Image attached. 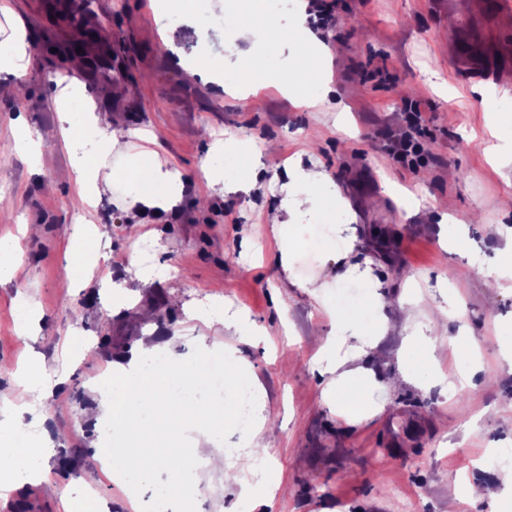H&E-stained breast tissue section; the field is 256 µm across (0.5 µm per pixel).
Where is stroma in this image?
<instances>
[{
    "instance_id": "35a3bbf8",
    "label": "stroma",
    "mask_w": 512,
    "mask_h": 512,
    "mask_svg": "<svg viewBox=\"0 0 512 512\" xmlns=\"http://www.w3.org/2000/svg\"><path fill=\"white\" fill-rule=\"evenodd\" d=\"M43 0H7L29 29L32 62L23 77L0 72V242L13 245L16 277L0 283V409L30 436L50 440L46 460L54 492L26 484L0 497V512H65L68 498L103 502L108 512H145L169 476L157 472L127 484L113 482L102 467L110 439L98 422L96 382L124 363L136 338L164 342L181 334L182 360L217 358L214 344L240 359L266 392L264 417L275 424L269 451L245 443L240 432L223 430L226 465L254 488L272 495L271 504L251 505L238 488L216 473L200 485L196 512H448V488L458 485V512H512V469L485 463L491 449L512 443V280L493 283L485 271L512 262V76L474 78L459 70L448 37L488 11L489 0H338L335 33L327 41H305L292 27L291 11L280 4L270 40L256 53L280 70L304 73L323 90L308 109L296 108L269 77L258 93L261 106L221 90L210 72L185 80L172 48L189 58L198 53L220 58L225 73L242 60L207 31L225 23L248 26L257 17L249 0H237L236 15L198 16L197 28L180 25L178 8L166 15L156 0H102L87 24L93 41L119 48L124 74L96 82L86 70L69 66L74 28L65 17L44 10ZM172 37L166 47L164 37ZM326 47L332 60L315 57ZM390 76L370 78L377 65ZM76 93L57 98L61 78ZM420 102L428 118L423 147L428 161L418 171L394 162L383 151L401 124L405 101ZM95 105L101 126L122 122L127 129L159 130L161 161L183 174L182 198L173 210H139L130 218L120 184L103 193L96 207L72 206L82 185L72 170L63 137L42 143L37 157L13 151L17 126L30 133L60 129L62 113L79 119ZM236 135L243 143L238 175L248 194L225 192L221 181L202 177L200 164L215 142ZM500 144L509 156H486L470 137ZM274 143L275 153L263 151ZM318 167L336 184V214L319 211L296 220L289 269L279 252L269 217L286 196L302 187L287 176L295 164ZM84 221L98 254L90 274L75 281L68 274L71 244L60 225ZM36 224L38 236L22 231ZM349 239L352 248L328 260L331 241ZM157 276L123 295L120 282L143 265ZM360 272L356 301L372 313L367 331L381 317L414 312L406 330L376 341V355L365 359L378 380L395 371H413L418 359L404 356L405 335L427 332L437 309L446 315L437 335L475 337L477 351L463 357L437 352L434 370L449 384L406 385L376 390L381 410L370 421L353 424L336 414L326 392L328 379L314 363L307 339L315 329L331 330L339 318L336 289ZM325 283L323 298L305 284ZM34 298L37 310L29 334H21L22 302ZM219 308L225 318L248 315L262 332L246 343L235 329H185V307ZM82 333L97 347L93 355L71 350L68 338ZM112 343L99 344L102 333ZM38 365L52 390L30 411L23 375ZM471 383L452 391L463 371ZM197 415L161 435L160 447L183 448L195 456L191 440L212 427L224 408L219 396L201 395ZM499 486L498 501L479 499L486 484Z\"/></svg>"
}]
</instances>
